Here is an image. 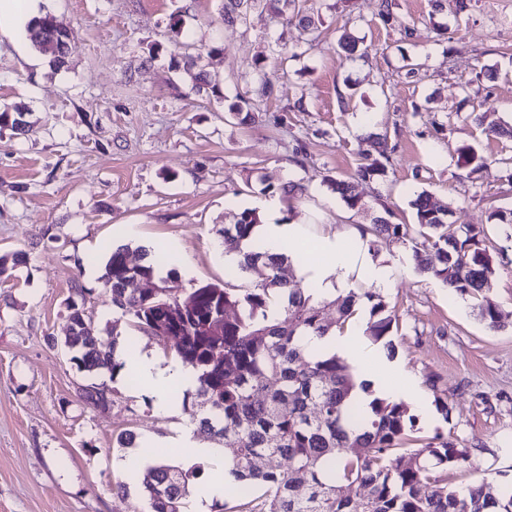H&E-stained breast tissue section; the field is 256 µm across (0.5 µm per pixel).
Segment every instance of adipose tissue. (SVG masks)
Returning <instances> with one entry per match:
<instances>
[{
  "mask_svg": "<svg viewBox=\"0 0 512 512\" xmlns=\"http://www.w3.org/2000/svg\"><path fill=\"white\" fill-rule=\"evenodd\" d=\"M255 234L268 253L280 254L293 245L300 252L310 253V261L301 265L300 272L306 281L316 284L315 296L319 299L344 295L362 285L385 289L403 273L402 268L373 257L368 247L369 235L358 225L313 240L304 235L302 225L269 221L260 224ZM132 368L164 406L169 403L168 389L191 384L189 369L179 362L163 366L143 354L134 360Z\"/></svg>",
  "mask_w": 512,
  "mask_h": 512,
  "instance_id": "ef3b65f1",
  "label": "adipose tissue"
}]
</instances>
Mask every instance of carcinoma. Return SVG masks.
I'll list each match as a JSON object with an SVG mask.
<instances>
[{
  "mask_svg": "<svg viewBox=\"0 0 512 512\" xmlns=\"http://www.w3.org/2000/svg\"><path fill=\"white\" fill-rule=\"evenodd\" d=\"M260 3L285 23L295 24L297 43L310 46L318 40L322 19L294 9L295 0H222L224 24L246 23L248 11ZM27 31L36 51L53 69L66 66L67 34L53 14L47 12L30 21ZM171 31L183 49L174 66L189 76L190 90L219 95L201 53L182 40L183 20L177 19ZM235 112L244 113L243 123L267 121L266 114L252 109L247 99ZM2 125L26 132L19 109L1 111ZM379 145V157L360 164L355 178L385 175L391 157L385 142ZM458 154L461 165L471 167L473 173L485 164L469 146L459 148ZM328 186L349 209H365L351 182L331 179ZM411 207L423 237L413 246L419 272L476 300L478 315L487 328L500 329L499 311L483 295L495 268L491 254L482 247L480 229L451 224L450 204L434 200L426 191L416 195ZM259 223L257 211L246 208L236 223L225 226L223 236L230 240L231 250H239L243 241L251 239ZM370 231L401 242L410 238L409 225L392 224L383 216L373 218ZM128 256L127 247L113 249L101 280L112 307L130 316L138 329L154 335L151 328L163 304L174 298L188 299L195 306L193 316L181 323L180 336H159L157 340L173 359L191 368V380L201 398V412L193 415L194 432L224 441V458L232 462L229 474L236 481L234 494L241 500L238 512H512V491L496 493L486 482L450 487L439 476L466 466L471 448L438 434L407 457L396 454L416 427V416L409 407L402 401L377 398L370 409L363 408L356 392L367 391L368 383L357 382L344 359L305 352L302 337L331 332L326 310H334L340 328L354 316L362 300L370 304L364 334L375 341L383 339L391 332L395 316L382 297L367 291L330 301L315 299L291 287L283 273L288 255L269 254L258 245L227 271L230 278L257 273L247 289L217 284L181 288L172 275L159 276L158 264L146 261L148 251L141 250V268L162 283L160 293L151 299L146 292L128 287ZM26 262L24 252L0 256V277L10 276ZM279 301L284 302L282 318L272 313V306ZM220 308L232 309L236 316L224 317V335L210 336L203 319ZM118 344L116 334L102 337L96 345L76 347L72 359L89 374L115 372L121 367L115 359ZM262 455L275 458L277 465L257 469L255 459ZM202 474L199 465L183 467L156 460L137 471L136 478L149 512H185L186 500ZM345 483L360 487L363 493L355 500L343 495ZM256 487L263 490L258 510L251 500Z\"/></svg>",
  "mask_w": 512,
  "mask_h": 512,
  "instance_id": "carcinoma-1",
  "label": "carcinoma"
}]
</instances>
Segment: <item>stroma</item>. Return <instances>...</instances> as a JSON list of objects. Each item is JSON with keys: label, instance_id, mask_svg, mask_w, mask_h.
I'll list each match as a JSON object with an SVG mask.
<instances>
[{"label": "stroma", "instance_id": "stroma-1", "mask_svg": "<svg viewBox=\"0 0 512 512\" xmlns=\"http://www.w3.org/2000/svg\"><path fill=\"white\" fill-rule=\"evenodd\" d=\"M317 0L321 42L284 71L270 48L293 41L262 6L246 24L218 22L220 0H41L68 33L67 64L50 68L32 44L0 42V110L25 107L23 134L0 128V255L31 259L0 278V512H147L138 481L112 493L114 462L133 451L117 437L133 431L142 451L174 464L189 461L183 430L197 396L173 392L178 414L162 410L129 369L81 371L64 345L69 303L95 334L118 328L135 351L169 363L162 345L113 311L101 275L117 225L135 226L130 249L177 255V283L195 288L225 279L231 262L224 226L246 208L261 220L305 224L309 236L370 223L390 209L396 224L414 221L411 200L426 191L451 204L454 224L483 228L496 272L486 291L503 323L479 320L475 301L409 267L383 298L397 322L390 361L417 388L408 406L416 431L400 452L441 433L476 450L469 467L449 471L463 487L484 479L512 483V224H493L512 140L487 136L512 125V0ZM182 12L223 102L192 94L171 64L179 53L170 16ZM361 54L347 58L343 33ZM272 73L271 122L251 127L230 112L254 94L259 71ZM386 136V175L355 183L365 203L349 209L328 178L354 173ZM468 145L495 163L467 173ZM308 158L298 162L297 150ZM305 194H281L286 182ZM106 384L112 406L100 411L78 389Z\"/></svg>", "mask_w": 512, "mask_h": 512}]
</instances>
